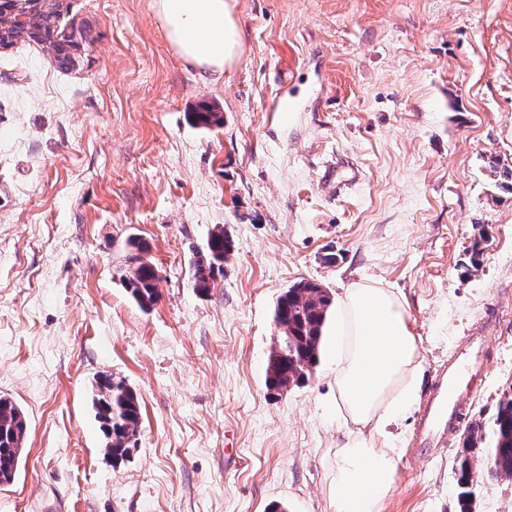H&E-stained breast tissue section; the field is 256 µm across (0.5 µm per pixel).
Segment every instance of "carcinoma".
Listing matches in <instances>:
<instances>
[{
    "mask_svg": "<svg viewBox=\"0 0 512 512\" xmlns=\"http://www.w3.org/2000/svg\"><path fill=\"white\" fill-rule=\"evenodd\" d=\"M58 7L57 0H49L40 13L35 31L24 21L17 22L9 32V45L20 41L48 43L53 47L57 65L68 69L75 65L80 45L67 38L61 42L54 40V33L58 32ZM190 118L205 128L222 124L217 112H193ZM135 247L137 253L131 256L126 284L136 303L146 309L159 298L160 276L153 263L142 257L146 247L141 243ZM232 251V242L224 229L211 234L203 256L194 263V284L199 292L210 290L215 274L224 272V262ZM331 305L328 292L312 281L293 286L279 299L275 319L288 325V343H279L270 353L268 363L276 365V370L267 375L268 389L278 393L288 390L306 377L304 368L317 363L323 325ZM91 404L104 436L105 454L114 461L124 459L135 447L140 427L141 410L135 391L124 379L111 373H99L94 379ZM27 429L22 408L12 398L0 395V483L14 481L23 458ZM482 447L486 448L490 463L488 474L494 478L512 477V393L501 398L490 427L480 423L470 427L465 448ZM476 466V456H457L460 512H473V469Z\"/></svg>",
    "mask_w": 512,
    "mask_h": 512,
    "instance_id": "1",
    "label": "carcinoma"
}]
</instances>
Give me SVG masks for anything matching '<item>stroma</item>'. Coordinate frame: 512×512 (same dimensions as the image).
I'll list each match as a JSON object with an SVG mask.
<instances>
[{
  "label": "stroma",
  "instance_id": "1",
  "mask_svg": "<svg viewBox=\"0 0 512 512\" xmlns=\"http://www.w3.org/2000/svg\"><path fill=\"white\" fill-rule=\"evenodd\" d=\"M78 63L0 50V395L26 450L0 512H332L342 435L326 409L336 339L268 391L279 297L312 281L400 291L422 396L484 335L468 419L416 453L412 411L384 512H459L456 457L512 391V0H233L243 51L185 62L153 0H61ZM213 106L209 129L189 113ZM233 251L208 293L193 263ZM160 275L141 308L131 241ZM478 265H471L474 241ZM136 391L140 430L103 450L91 383ZM475 512H512V478L474 474ZM233 251L232 242L224 234V230L218 228L207 240L203 258L198 257L194 263V284L201 293H207L211 288L216 272L223 273L224 262Z\"/></svg>",
  "mask_w": 512,
  "mask_h": 512
}]
</instances>
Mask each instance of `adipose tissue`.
<instances>
[{
  "label": "adipose tissue",
  "mask_w": 512,
  "mask_h": 512,
  "mask_svg": "<svg viewBox=\"0 0 512 512\" xmlns=\"http://www.w3.org/2000/svg\"><path fill=\"white\" fill-rule=\"evenodd\" d=\"M178 52L198 68L223 73L242 50L230 0H154ZM333 389L346 429L329 485L332 512H383L400 456L390 429L413 410L422 373L404 296L378 283L346 289L334 309Z\"/></svg>",
  "instance_id": "1"
}]
</instances>
